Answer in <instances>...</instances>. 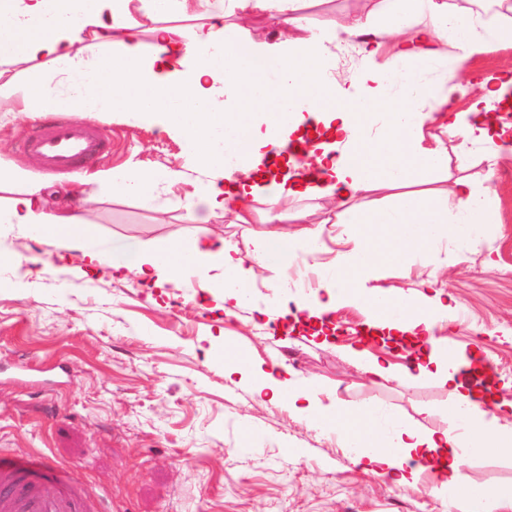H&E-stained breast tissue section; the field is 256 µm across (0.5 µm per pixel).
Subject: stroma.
<instances>
[{
  "mask_svg": "<svg viewBox=\"0 0 512 512\" xmlns=\"http://www.w3.org/2000/svg\"><path fill=\"white\" fill-rule=\"evenodd\" d=\"M377 7L378 0H305L302 12L311 31L336 32ZM87 121L111 140L97 169L195 168L177 135L128 124L113 112ZM32 123L17 100L0 98V166L59 188L87 182L88 172L47 174L19 152L18 140ZM447 173L494 191L496 223L481 225L471 240L441 227L430 245L404 228L372 237L374 250L398 241L402 254L396 267L373 268L369 284L378 296L414 299L422 282L436 275L438 287L452 296V310L465 312L467 320L436 328L435 339L489 360L501 398L512 401V278L503 275L512 266V148L493 156L471 146L469 167L458 169L452 156ZM88 190L92 200L82 221L115 239L221 235L244 257L262 231H303L315 241L304 256L307 265L325 268L351 248L347 225L328 222L318 199L284 207L251 198L252 222L232 224L218 213L190 215L189 183L150 203L94 184ZM35 253L41 263H31ZM202 293L182 284L150 292L134 273L117 278L106 266L86 276L64 247L15 231L0 235V455L49 458L82 483L92 501H105L109 512H448L447 501L432 493L431 472L403 486L362 472L332 431L224 376L229 358L245 370L279 362L323 404L377 406L420 430L448 426L447 388L433 378L406 376L404 350L369 337L361 307H337L331 319L345 333L323 346L289 319L262 316V309L295 294L278 269L260 270L248 301L222 315L198 306ZM361 356L386 360L395 378H365ZM460 477L481 490L495 512L501 491L512 489V447L469 455Z\"/></svg>",
  "mask_w": 512,
  "mask_h": 512,
  "instance_id": "35a3bbf8",
  "label": "stroma"
}]
</instances>
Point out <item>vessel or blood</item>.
Wrapping results in <instances>:
<instances>
[{
  "instance_id": "b4317fda",
  "label": "vessel or blood",
  "mask_w": 512,
  "mask_h": 512,
  "mask_svg": "<svg viewBox=\"0 0 512 512\" xmlns=\"http://www.w3.org/2000/svg\"><path fill=\"white\" fill-rule=\"evenodd\" d=\"M107 135L97 126L57 121L31 129L18 143L47 172H76L105 150ZM0 512H91L77 484L64 485L54 496L44 495L37 474L0 469Z\"/></svg>"
}]
</instances>
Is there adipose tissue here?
I'll return each mask as SVG.
<instances>
[{"instance_id": "1", "label": "adipose tissue", "mask_w": 512, "mask_h": 512, "mask_svg": "<svg viewBox=\"0 0 512 512\" xmlns=\"http://www.w3.org/2000/svg\"><path fill=\"white\" fill-rule=\"evenodd\" d=\"M302 0H250L253 11L269 15L281 28L277 44L242 39L241 23L225 24V0H0V97L20 100L36 118L56 112L82 115L117 112L132 124L155 126L177 134L195 159L202 177L186 203L189 210L223 211L246 224L243 198L317 196L343 207L358 202L352 249L337 260L322 286L326 299L303 296L296 309L324 319L346 302L368 314L369 329L390 335L430 336L448 318L441 292L415 307L407 298L382 305L365 278L368 265L394 263V256L374 252L367 234L399 224L458 225L474 232L495 221L491 192H478L465 177L439 191L430 209H421L413 185L432 182L456 156L459 169L470 162L468 144L500 150L512 143V125L492 114L512 93V76L459 79L471 56L506 40L497 23L476 24L447 0H379L373 19H355L344 28L358 43L360 64L345 82L330 68V36L306 37ZM163 18L145 48L132 13ZM93 44H85L84 32ZM395 49L393 66L376 57L385 42ZM44 59L47 70H17L19 60ZM468 100L466 110H450L451 98ZM439 122L443 137H427L428 123ZM458 139L449 152L445 137ZM184 177L172 169L135 167L99 171L96 182L119 194L154 198ZM19 172H0V192L10 193L0 207V224L25 229L40 244L64 245L77 253L84 273L101 266L135 272L161 287L184 271L207 274V292L215 310L242 301L246 288L267 265L270 242L283 252L293 246L278 229L264 232L249 258L224 238L193 237L147 248L134 242L103 239L74 213L85 204V190H72L67 204L50 207L44 184L19 185ZM398 191V204L377 208L374 193ZM223 271L210 277L212 268ZM461 367L439 343L415 364L417 375L434 376L447 386L449 416L465 431L445 427L422 433L390 417L380 430L382 447H365L367 413L344 406L325 410L297 376L246 374L257 396L287 401L300 417L342 429L351 440L350 462L396 485L416 483L423 472L436 478L441 495L467 499L471 512L484 501L464 487L460 468L466 455L512 447V428L487 420L481 393L458 381Z\"/></svg>"}]
</instances>
